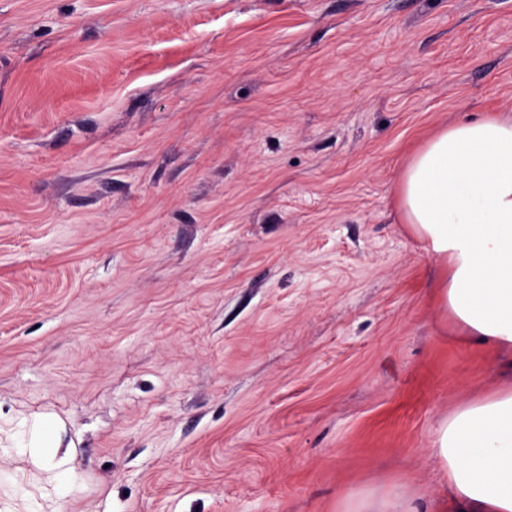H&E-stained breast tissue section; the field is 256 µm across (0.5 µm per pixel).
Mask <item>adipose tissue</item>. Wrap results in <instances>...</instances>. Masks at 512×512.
I'll return each instance as SVG.
<instances>
[{
	"label": "adipose tissue",
	"instance_id": "adipose-tissue-1",
	"mask_svg": "<svg viewBox=\"0 0 512 512\" xmlns=\"http://www.w3.org/2000/svg\"><path fill=\"white\" fill-rule=\"evenodd\" d=\"M400 204L426 251L448 267L441 295L467 336L512 347V120L483 117L437 132L408 162ZM44 418L16 446L60 463ZM431 455L448 512H512V389L444 418Z\"/></svg>",
	"mask_w": 512,
	"mask_h": 512
}]
</instances>
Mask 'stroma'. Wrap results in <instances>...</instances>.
Listing matches in <instances>:
<instances>
[{
  "label": "stroma",
  "mask_w": 512,
  "mask_h": 512,
  "mask_svg": "<svg viewBox=\"0 0 512 512\" xmlns=\"http://www.w3.org/2000/svg\"><path fill=\"white\" fill-rule=\"evenodd\" d=\"M512 115V0H0V512H342L447 494L442 418L512 385L400 206ZM18 448L21 452H29L32 456L44 459L43 465L60 476V462L55 458V452L48 448H59L47 433V424L44 418L34 416L24 427L16 444L9 446ZM343 512H425L422 511L420 499L396 493L393 497L387 496L377 508L368 497L363 498L355 507H349Z\"/></svg>",
  "instance_id": "stroma-1"
}]
</instances>
